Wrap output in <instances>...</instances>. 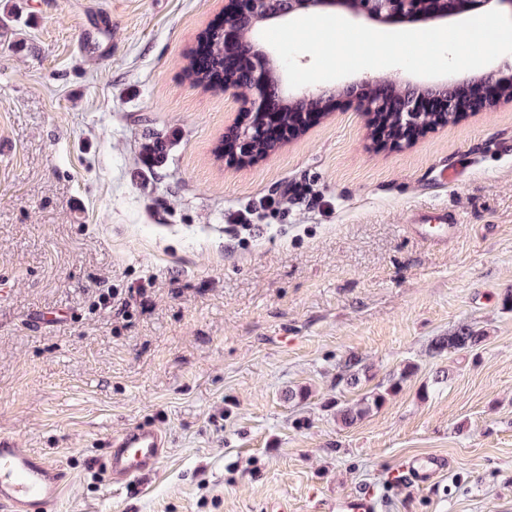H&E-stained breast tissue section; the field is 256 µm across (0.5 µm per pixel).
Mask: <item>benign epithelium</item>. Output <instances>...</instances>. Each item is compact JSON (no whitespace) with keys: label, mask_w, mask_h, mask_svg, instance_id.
Masks as SVG:
<instances>
[{"label":"benign epithelium","mask_w":512,"mask_h":512,"mask_svg":"<svg viewBox=\"0 0 512 512\" xmlns=\"http://www.w3.org/2000/svg\"><path fill=\"white\" fill-rule=\"evenodd\" d=\"M226 11L224 30H232L237 38L224 43V93L239 101L247 112H308L319 113L321 104L336 95L355 99L365 112H396L400 122L394 126L393 144L408 142L422 130L417 100L434 96L444 102L442 112H457L462 108L455 92L446 83L405 88L388 86L390 94L382 93L375 80L366 79L340 89L329 87L292 88L284 65L274 48L263 43L262 31L275 24L299 16L341 10L355 18L386 22L396 18L417 23L444 20L462 11L485 6L506 8L512 13V0H431V8H423V0H231ZM294 135L290 128L275 126L254 129L236 124L224 133V149L231 158L245 163L263 158L257 153L260 143L281 145Z\"/></svg>","instance_id":"1"}]
</instances>
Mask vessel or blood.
<instances>
[{
  "label": "vessel or blood",
  "instance_id": "1",
  "mask_svg": "<svg viewBox=\"0 0 512 512\" xmlns=\"http://www.w3.org/2000/svg\"><path fill=\"white\" fill-rule=\"evenodd\" d=\"M438 240L459 232L456 216L440 210L429 214ZM107 468L111 476L130 479L157 469L165 454V437L154 427L134 425L111 440ZM452 462L441 455L410 458L392 474L393 482L423 488L449 472ZM65 474L58 466L18 448L0 447V512H56ZM376 490L363 487L337 503L336 512H382Z\"/></svg>",
  "mask_w": 512,
  "mask_h": 512
}]
</instances>
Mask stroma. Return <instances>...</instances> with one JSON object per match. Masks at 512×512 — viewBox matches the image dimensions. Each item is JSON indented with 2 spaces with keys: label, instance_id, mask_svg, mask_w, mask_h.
<instances>
[{
  "label": "stroma",
  "instance_id": "35a3bbf8",
  "mask_svg": "<svg viewBox=\"0 0 512 512\" xmlns=\"http://www.w3.org/2000/svg\"><path fill=\"white\" fill-rule=\"evenodd\" d=\"M223 17L0 0V441L67 472L59 512H329L364 486L384 512H512V102L383 149L337 97L231 164L216 148L245 113L184 76ZM440 209L456 238L409 229ZM462 325L485 342L432 353ZM351 355L357 390L336 383ZM408 363L381 408L337 421ZM137 423L164 458L112 481L110 438ZM431 454L449 475L391 482Z\"/></svg>",
  "mask_w": 512,
  "mask_h": 512
}]
</instances>
